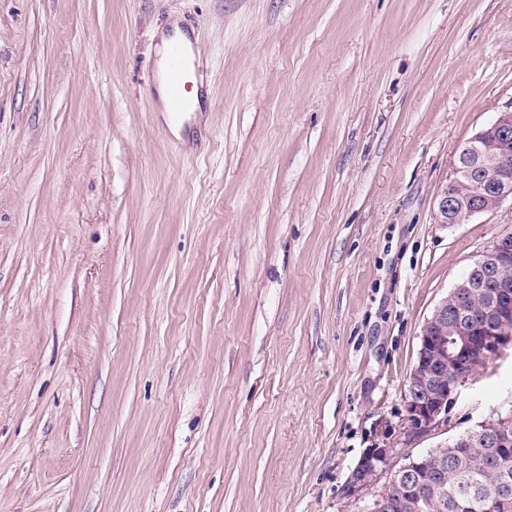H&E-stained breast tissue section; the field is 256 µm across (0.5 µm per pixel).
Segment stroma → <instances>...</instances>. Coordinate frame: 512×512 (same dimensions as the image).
<instances>
[{
    "label": "stroma",
    "instance_id": "obj_1",
    "mask_svg": "<svg viewBox=\"0 0 512 512\" xmlns=\"http://www.w3.org/2000/svg\"><path fill=\"white\" fill-rule=\"evenodd\" d=\"M204 52L175 138L159 31ZM512 108V0H0V512H362L424 322L512 205L439 221Z\"/></svg>",
    "mask_w": 512,
    "mask_h": 512
}]
</instances>
